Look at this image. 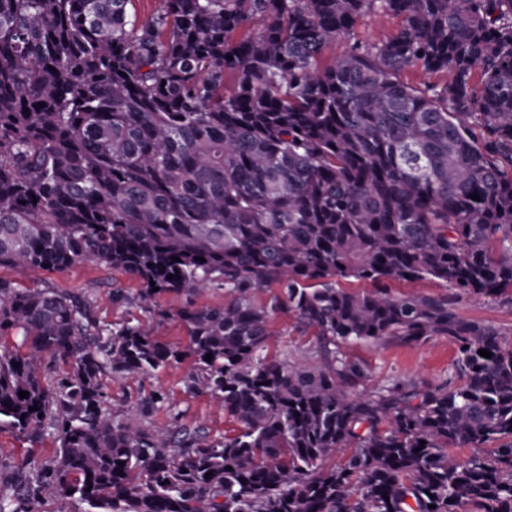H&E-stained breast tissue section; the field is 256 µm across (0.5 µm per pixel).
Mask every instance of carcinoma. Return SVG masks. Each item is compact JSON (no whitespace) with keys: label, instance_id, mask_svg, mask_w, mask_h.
Wrapping results in <instances>:
<instances>
[{"label":"carcinoma","instance_id":"cac0c4a2","mask_svg":"<svg viewBox=\"0 0 512 512\" xmlns=\"http://www.w3.org/2000/svg\"><path fill=\"white\" fill-rule=\"evenodd\" d=\"M133 2L0 0V269L90 261L144 299L222 281L227 303L179 317L192 382L242 430L156 427L161 393L115 419L103 377L182 351L0 277V337L28 340L0 348V428L58 443L0 512H512V350L446 294L389 292L512 288V0H161L146 18ZM372 12L392 33L324 64ZM416 69L452 77L403 79ZM284 306L320 365L259 356ZM436 336L457 345L455 377L355 391L344 345ZM53 363L69 367L55 386ZM390 292L394 296L401 295H439L454 294L455 291L448 288L444 283L436 280H420L415 282H393Z\"/></svg>","mask_w":512,"mask_h":512}]
</instances>
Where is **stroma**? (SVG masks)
<instances>
[{
	"instance_id": "stroma-1",
	"label": "stroma",
	"mask_w": 512,
	"mask_h": 512,
	"mask_svg": "<svg viewBox=\"0 0 512 512\" xmlns=\"http://www.w3.org/2000/svg\"><path fill=\"white\" fill-rule=\"evenodd\" d=\"M0 276L23 288L49 285L85 296L106 329L115 330L127 323L139 325L157 341L185 351L189 336L178 316L179 311L191 304L220 305L229 298L223 285L209 283L189 296L162 293L144 302L139 298L138 281L121 270L87 262L75 264L64 272L31 273L5 268L0 270ZM117 288L127 294V301H113L112 292ZM454 307L462 318L493 328L503 344L512 347V290L495 298L462 294L456 296ZM269 331L267 358L315 365L317 337L313 330L298 322L293 312L284 308L273 312ZM343 351L365 368V375L357 385L361 391L374 390L388 379L419 386L434 384L455 373L457 347L444 336L410 345L353 343L344 346ZM194 372V358L186 352L181 361L147 375H109L103 380L104 407L114 418L120 419L137 412L142 400L159 391L165 394L166 402L152 414L150 421L153 425L197 428L211 440L237 434L240 423L225 412L219 400L202 386L192 383ZM56 448L52 436L36 439L26 433L0 429V492L10 489L18 481L22 462L48 461Z\"/></svg>"
}]
</instances>
